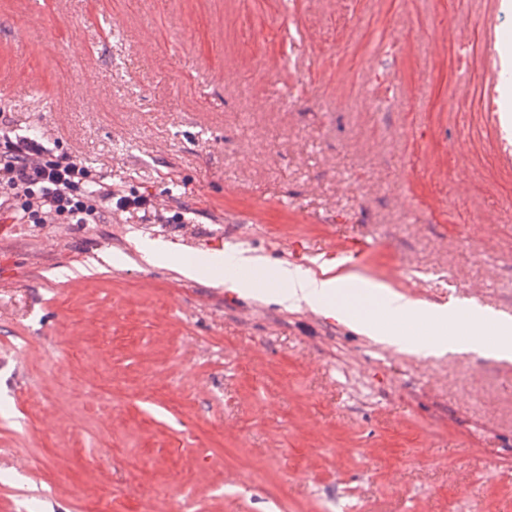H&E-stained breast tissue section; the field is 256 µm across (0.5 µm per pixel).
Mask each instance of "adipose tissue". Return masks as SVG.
Instances as JSON below:
<instances>
[{
	"label": "adipose tissue",
	"instance_id": "adipose-tissue-1",
	"mask_svg": "<svg viewBox=\"0 0 512 512\" xmlns=\"http://www.w3.org/2000/svg\"><path fill=\"white\" fill-rule=\"evenodd\" d=\"M257 262V257L243 251L217 252L202 262L182 264L179 271L196 279L225 277L232 290L244 295L270 289L286 307L307 305L372 336L378 335L380 323L394 317L414 316L438 325L465 321L471 330L460 342V349L488 351L512 359V318L490 309L416 301L375 281L351 274L336 275L328 268L314 272L287 262L270 266L263 284L233 276V269L252 267Z\"/></svg>",
	"mask_w": 512,
	"mask_h": 512
}]
</instances>
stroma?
<instances>
[{
  "instance_id": "1",
  "label": "stroma",
  "mask_w": 512,
  "mask_h": 512,
  "mask_svg": "<svg viewBox=\"0 0 512 512\" xmlns=\"http://www.w3.org/2000/svg\"><path fill=\"white\" fill-rule=\"evenodd\" d=\"M0 118L184 217L0 223V512H512V360L142 251L512 316V0H0Z\"/></svg>"
}]
</instances>
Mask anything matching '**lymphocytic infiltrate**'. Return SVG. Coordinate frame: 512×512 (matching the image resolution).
Segmentation results:
<instances>
[{
    "mask_svg": "<svg viewBox=\"0 0 512 512\" xmlns=\"http://www.w3.org/2000/svg\"><path fill=\"white\" fill-rule=\"evenodd\" d=\"M148 196L91 180L72 155L44 139L0 134V218L11 224H100L114 211L150 215Z\"/></svg>",
    "mask_w": 512,
    "mask_h": 512,
    "instance_id": "1",
    "label": "lymphocytic infiltrate"
}]
</instances>
